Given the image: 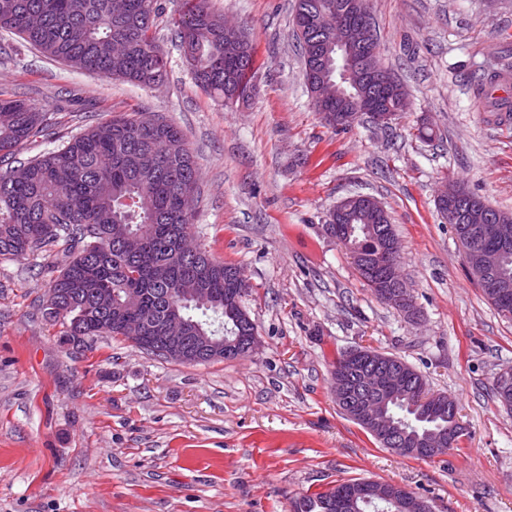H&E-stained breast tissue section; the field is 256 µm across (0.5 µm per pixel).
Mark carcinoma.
<instances>
[{
  "mask_svg": "<svg viewBox=\"0 0 512 512\" xmlns=\"http://www.w3.org/2000/svg\"><path fill=\"white\" fill-rule=\"evenodd\" d=\"M347 0H294L302 9L341 8ZM158 0H0V28L17 32L44 56L69 67L104 77L122 78L147 87L167 76L168 58L155 36ZM224 16L209 0H182L173 26L184 59L196 80L220 100L252 84L257 52L247 41L246 61L224 53ZM306 84L328 71L313 67L314 41L298 28ZM504 73L483 71L471 79L473 105L484 112H512V102L494 97ZM44 116L29 101L0 98V256H18L63 239L71 245L70 260L52 280L49 291L63 290L43 302L45 319L63 327L62 342L82 337L84 348L97 336L132 335L112 320L100 302L107 291L137 323L139 335L152 336L169 315L179 314L194 332L235 340L254 329L245 312H235L234 296L241 270L214 260L206 249L199 256H173L188 234L193 212L179 196L183 177L197 179L191 150L172 122L143 111L116 115L89 126L62 146L29 161L15 160L16 150L37 133ZM375 216L351 212L350 243L370 262L382 248ZM470 274L498 315L512 320V303L500 306L493 277L484 274L476 255L466 256ZM184 288H205L200 303L180 297ZM380 368L364 354L348 364L345 353L336 369H347L352 383ZM424 377L410 365L384 398L395 434L406 441L428 439L448 430L455 401L436 394L437 406L420 403ZM350 480L291 502V512H324L327 499Z\"/></svg>",
  "mask_w": 512,
  "mask_h": 512,
  "instance_id": "1",
  "label": "carcinoma"
}]
</instances>
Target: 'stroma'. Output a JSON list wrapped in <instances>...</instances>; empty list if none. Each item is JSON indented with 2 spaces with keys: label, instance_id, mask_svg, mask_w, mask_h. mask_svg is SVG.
Wrapping results in <instances>:
<instances>
[{
  "label": "stroma",
  "instance_id": "35a3bbf8",
  "mask_svg": "<svg viewBox=\"0 0 512 512\" xmlns=\"http://www.w3.org/2000/svg\"><path fill=\"white\" fill-rule=\"evenodd\" d=\"M162 86L79 72L0 29V92L34 103L46 131L27 160L111 115L142 109L184 132L198 165L191 238L249 282L250 356L187 365L120 337L60 345L40 304L65 242L0 257V512H288L351 479L407 487L434 512H512V411L492 393L512 368V321L468 273L436 196L458 181L512 213V121L471 105L473 74L512 64V0H368L382 64L409 108L391 130L325 126L303 78L294 0H211L245 24L263 66L256 96L224 104L198 86L160 0ZM432 139L418 136L421 124ZM391 216L420 311L379 301L326 229L343 199ZM369 346L445 393L467 427L433 459L383 448L336 403L338 353Z\"/></svg>",
  "mask_w": 512,
  "mask_h": 512
}]
</instances>
